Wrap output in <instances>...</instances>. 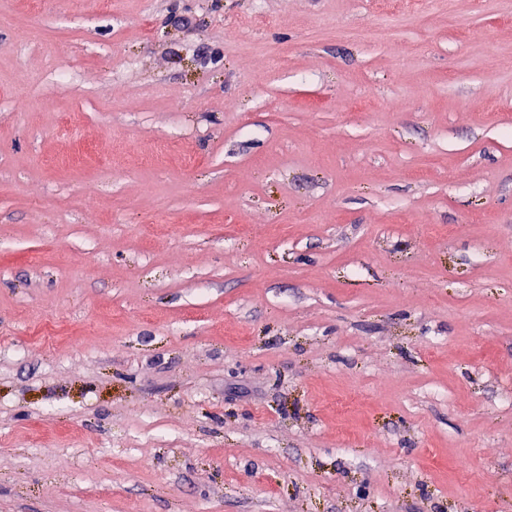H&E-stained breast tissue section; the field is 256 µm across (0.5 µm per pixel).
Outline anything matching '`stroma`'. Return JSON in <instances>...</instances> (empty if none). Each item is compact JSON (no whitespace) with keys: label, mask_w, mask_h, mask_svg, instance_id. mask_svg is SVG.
Returning a JSON list of instances; mask_svg holds the SVG:
<instances>
[{"label":"stroma","mask_w":512,"mask_h":512,"mask_svg":"<svg viewBox=\"0 0 512 512\" xmlns=\"http://www.w3.org/2000/svg\"><path fill=\"white\" fill-rule=\"evenodd\" d=\"M0 512H512V7L0 0Z\"/></svg>","instance_id":"1"}]
</instances>
